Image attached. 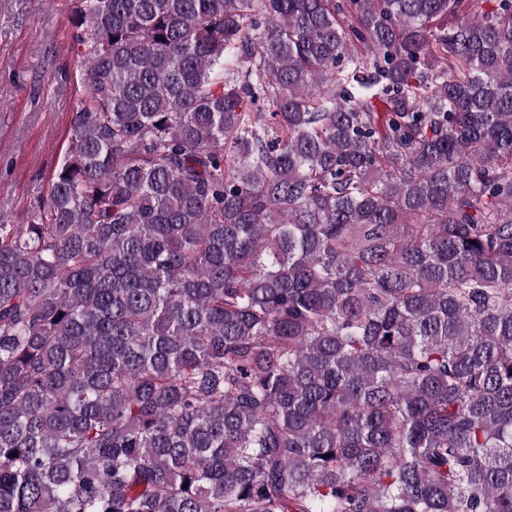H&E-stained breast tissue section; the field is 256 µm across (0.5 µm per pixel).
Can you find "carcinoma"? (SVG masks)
Instances as JSON below:
<instances>
[{
  "mask_svg": "<svg viewBox=\"0 0 512 512\" xmlns=\"http://www.w3.org/2000/svg\"><path fill=\"white\" fill-rule=\"evenodd\" d=\"M73 5L0 512H512V0Z\"/></svg>",
  "mask_w": 512,
  "mask_h": 512,
  "instance_id": "cac0c4a2",
  "label": "carcinoma"
}]
</instances>
